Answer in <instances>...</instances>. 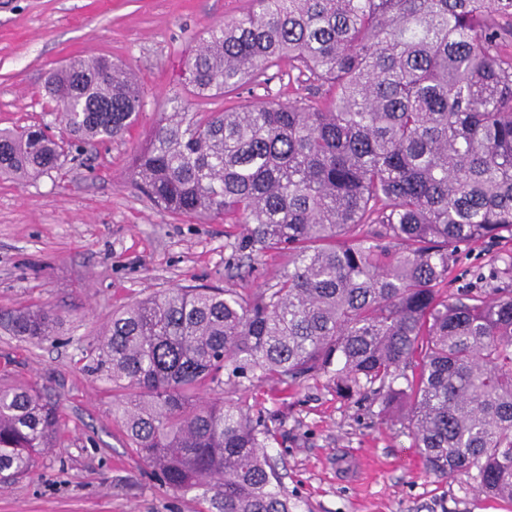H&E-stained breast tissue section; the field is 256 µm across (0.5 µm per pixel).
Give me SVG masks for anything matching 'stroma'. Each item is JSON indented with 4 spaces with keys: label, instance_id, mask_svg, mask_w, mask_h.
<instances>
[{
    "label": "stroma",
    "instance_id": "obj_1",
    "mask_svg": "<svg viewBox=\"0 0 512 512\" xmlns=\"http://www.w3.org/2000/svg\"><path fill=\"white\" fill-rule=\"evenodd\" d=\"M250 0H0V129L53 122L44 79L69 58L105 56L141 81L144 106L120 140L89 148L35 179L0 175V311L33 303L61 310L54 339L34 344L0 329V381L34 385L56 401L61 433L34 473L0 483V512H199L192 495L162 489L126 447L111 382L80 348L113 310L176 285L237 291L274 283L287 257L271 252L239 279L241 224L173 217L127 179L134 151L187 98L182 62L209 28ZM512 290V241L458 251L449 292ZM274 422L268 447L293 512H512L474 478L440 479L380 401L347 399L326 379L288 389L277 380L225 389Z\"/></svg>",
    "mask_w": 512,
    "mask_h": 512
}]
</instances>
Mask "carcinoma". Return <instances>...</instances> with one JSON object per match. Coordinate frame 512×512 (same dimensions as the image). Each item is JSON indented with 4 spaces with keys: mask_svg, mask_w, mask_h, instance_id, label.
<instances>
[{
    "mask_svg": "<svg viewBox=\"0 0 512 512\" xmlns=\"http://www.w3.org/2000/svg\"><path fill=\"white\" fill-rule=\"evenodd\" d=\"M511 37L512 0H260L185 58L196 100L283 64L325 93L195 120L186 101L133 155L131 186L161 211L247 225L245 268L288 255L252 293L158 290L82 349L161 486L201 512H292L267 454L277 428L200 392L324 377L403 406L433 475L512 500V291L442 295L461 248L512 239ZM45 91L68 103L60 125L78 144L123 137L143 106L137 79L100 56L69 59ZM65 158L40 124L0 130L1 175ZM63 321L36 305L3 326L44 342ZM59 435L56 403L0 385V480L30 474Z\"/></svg>",
    "mask_w": 512,
    "mask_h": 512,
    "instance_id": "carcinoma-1",
    "label": "carcinoma"
}]
</instances>
